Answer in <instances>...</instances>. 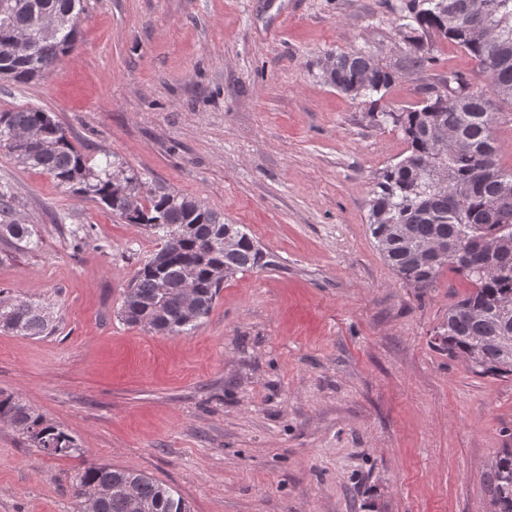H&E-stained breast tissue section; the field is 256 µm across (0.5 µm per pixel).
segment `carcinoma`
<instances>
[{
  "instance_id": "obj_1",
  "label": "carcinoma",
  "mask_w": 512,
  "mask_h": 512,
  "mask_svg": "<svg viewBox=\"0 0 512 512\" xmlns=\"http://www.w3.org/2000/svg\"><path fill=\"white\" fill-rule=\"evenodd\" d=\"M10 2L9 11H0V70L25 83L73 49L76 0ZM406 9L410 62L426 60L427 40L436 34L477 62V77L490 81L498 101L450 71L422 89L419 107L382 113L399 127L407 149L372 184L368 229L404 283L430 288L448 269L471 284L470 293L448 309L435 346L450 358H463L476 375L512 379V190H503L504 184L512 185V168L501 165L494 136L500 105H512V0H408ZM57 17L66 25L49 54L43 51L42 27ZM322 76L343 94L363 87L353 99L371 97L394 82L392 72L362 51L329 53ZM19 133L34 136L21 155L12 139ZM0 148L73 194L161 235V248L138 269L124 294L119 315L129 325L186 333L209 315L225 279L260 265L262 252L241 225H229L238 244L224 248L217 243L224 223L205 203L170 191L144 195L142 179L118 158L89 165L65 129L40 107L0 113ZM32 236L21 221L0 224V238L27 249L37 245ZM430 242L447 256L422 255ZM189 286L192 303L185 292ZM0 328L20 336L55 330L43 305L18 298H0ZM0 421L27 433L42 451L43 441L57 443L53 456L78 450L71 435L2 392ZM71 488L91 512H190L175 490L140 471L91 464L75 475ZM490 492L493 512H512V448L496 456Z\"/></svg>"
}]
</instances>
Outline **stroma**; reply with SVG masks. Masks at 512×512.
Returning <instances> with one entry per match:
<instances>
[{"mask_svg":"<svg viewBox=\"0 0 512 512\" xmlns=\"http://www.w3.org/2000/svg\"><path fill=\"white\" fill-rule=\"evenodd\" d=\"M407 0H80L78 42L42 78H0L90 165L243 225L263 265L225 280L203 323L163 335L118 311L157 235L0 149V184L37 245L0 238V291L50 305L48 336L0 331V392L72 435L50 457L0 422V512H79L91 463L145 473L191 512H492L512 448V380L473 374L434 337L471 290L403 283L368 231L375 177L406 142L381 111L420 105L474 60L434 38L409 62ZM395 76L376 104L322 78L330 52ZM489 478L493 512H512V448L496 456Z\"/></svg>","mask_w":512,"mask_h":512,"instance_id":"obj_1","label":"stroma"}]
</instances>
